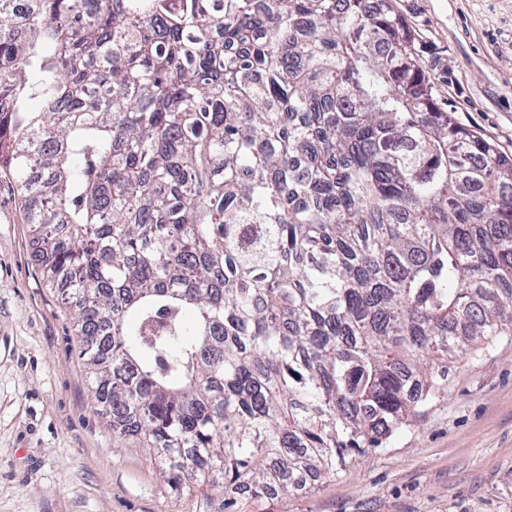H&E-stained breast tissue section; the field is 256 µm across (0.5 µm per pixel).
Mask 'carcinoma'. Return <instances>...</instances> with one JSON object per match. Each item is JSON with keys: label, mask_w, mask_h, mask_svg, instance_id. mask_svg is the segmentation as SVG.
<instances>
[{"label": "carcinoma", "mask_w": 512, "mask_h": 512, "mask_svg": "<svg viewBox=\"0 0 512 512\" xmlns=\"http://www.w3.org/2000/svg\"><path fill=\"white\" fill-rule=\"evenodd\" d=\"M2 169L113 435L224 512L512 336V158L387 0H0Z\"/></svg>", "instance_id": "obj_1"}]
</instances>
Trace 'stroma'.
I'll list each match as a JSON object with an SVG mask.
<instances>
[{"mask_svg":"<svg viewBox=\"0 0 512 512\" xmlns=\"http://www.w3.org/2000/svg\"><path fill=\"white\" fill-rule=\"evenodd\" d=\"M388 4L438 107L512 158V0ZM36 250L0 171V512H224L222 492L173 494L147 449L113 437ZM252 512H512V337L455 354L443 386L379 447Z\"/></svg>","mask_w":512,"mask_h":512,"instance_id":"1","label":"stroma"}]
</instances>
